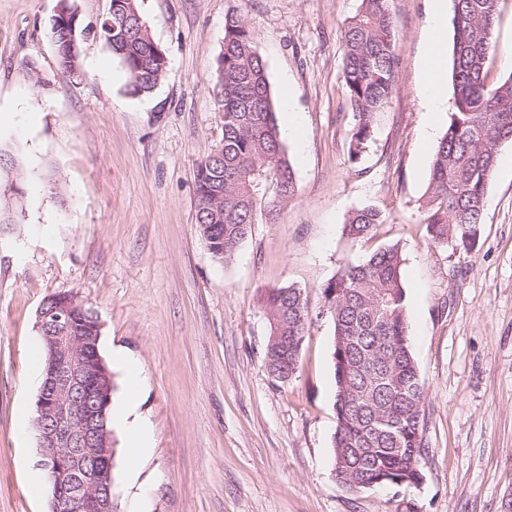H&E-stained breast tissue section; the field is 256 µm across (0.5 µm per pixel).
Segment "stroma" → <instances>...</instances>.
Wrapping results in <instances>:
<instances>
[{
	"label": "stroma",
	"mask_w": 512,
	"mask_h": 512,
	"mask_svg": "<svg viewBox=\"0 0 512 512\" xmlns=\"http://www.w3.org/2000/svg\"><path fill=\"white\" fill-rule=\"evenodd\" d=\"M59 0H0V145L27 170L13 223L0 224V512H48L32 494L35 429L20 431L41 385L29 350L43 299L75 293L102 323L100 353L142 367L139 410L153 448L128 476L113 429L116 512H512V144H502L474 249L434 245L419 209L437 134L421 58L428 0H389L396 91L360 162L343 83L342 32L360 0H140L167 52L154 92L135 97L107 44H78L79 76L58 70ZM244 16L276 98L301 115L285 146L296 192L253 225L229 263L195 223V167L222 141L213 90L224 19ZM490 78L512 65V0H501ZM386 221L346 236L354 209ZM398 245L412 353L427 389L423 481L348 491L331 463L336 430L334 326L323 289L349 262ZM302 289L313 320L298 373L264 360L263 289Z\"/></svg>",
	"instance_id": "1"
}]
</instances>
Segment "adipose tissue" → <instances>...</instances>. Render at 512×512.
<instances>
[{
	"mask_svg": "<svg viewBox=\"0 0 512 512\" xmlns=\"http://www.w3.org/2000/svg\"><path fill=\"white\" fill-rule=\"evenodd\" d=\"M446 0H429L430 26L427 36L421 82L426 107L429 112L440 111L445 105L443 86L445 75L442 60L444 57V10ZM115 360L128 373L130 381L127 392L121 402L118 419L128 432L129 445L138 455H146L152 448L151 426L138 411V389L140 363L125 353L119 352Z\"/></svg>",
	"mask_w": 512,
	"mask_h": 512,
	"instance_id": "adipose-tissue-1",
	"label": "adipose tissue"
}]
</instances>
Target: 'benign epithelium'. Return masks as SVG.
Masks as SVG:
<instances>
[{
  "mask_svg": "<svg viewBox=\"0 0 512 512\" xmlns=\"http://www.w3.org/2000/svg\"><path fill=\"white\" fill-rule=\"evenodd\" d=\"M73 304L69 293L37 310L36 328L48 349L34 420L39 466L50 470V512H113L112 375L100 337L72 332Z\"/></svg>",
  "mask_w": 512,
  "mask_h": 512,
  "instance_id": "7a95c632",
  "label": "benign epithelium"
}]
</instances>
